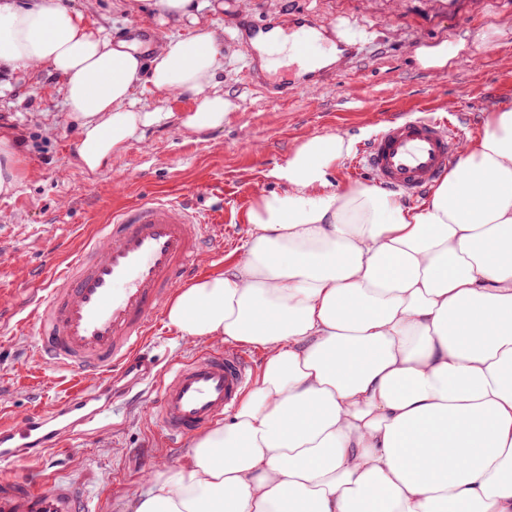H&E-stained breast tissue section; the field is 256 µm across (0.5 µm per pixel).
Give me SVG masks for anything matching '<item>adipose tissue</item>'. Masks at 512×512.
<instances>
[{"mask_svg":"<svg viewBox=\"0 0 512 512\" xmlns=\"http://www.w3.org/2000/svg\"><path fill=\"white\" fill-rule=\"evenodd\" d=\"M152 8L175 32L146 59L64 0H0V63L62 77L87 172L152 126L202 133L229 116L223 29L194 0ZM147 87L194 107L146 109ZM352 148L341 134L304 140L273 171L285 191L248 209L238 260L175 294L180 336L266 359L237 411L129 512H512V106L415 204L376 186L330 191ZM29 175L0 135V193Z\"/></svg>","mask_w":512,"mask_h":512,"instance_id":"1","label":"adipose tissue"}]
</instances>
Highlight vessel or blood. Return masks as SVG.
<instances>
[{"label": "vessel or blood", "instance_id": "obj_1", "mask_svg": "<svg viewBox=\"0 0 512 512\" xmlns=\"http://www.w3.org/2000/svg\"><path fill=\"white\" fill-rule=\"evenodd\" d=\"M458 157L455 127L425 113L385 121L363 144L358 167L378 185L415 195L437 184ZM216 211L155 191L115 209L66 260L44 273L47 294L18 323L37 336V362L74 377L78 389L49 409L0 421V464L49 455L94 432L112 407L115 379L158 383L153 420L169 445L201 433L234 408L254 375L239 348H207L157 371L150 336L171 295L204 258L222 252ZM81 478H0V512H87Z\"/></svg>", "mask_w": 512, "mask_h": 512}]
</instances>
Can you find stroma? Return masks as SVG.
<instances>
[{
  "label": "stroma",
  "instance_id": "35a3bbf8",
  "mask_svg": "<svg viewBox=\"0 0 512 512\" xmlns=\"http://www.w3.org/2000/svg\"><path fill=\"white\" fill-rule=\"evenodd\" d=\"M113 40L138 29L164 40L170 27L143 20L134 0H65ZM205 20L224 29V71L219 80L233 111L224 127L193 133L168 123L147 129L97 174L77 164L75 137L50 68L19 73L0 66V134L15 139L34 170L15 193L0 195V418L46 408L72 382L37 365L33 336L16 333V314L44 294L41 268L77 247L114 208L166 188L199 208L224 209V254L204 272L223 271L249 237L244 214L263 193L284 191L272 178L293 150L314 135L344 134L356 145L380 122L425 109L458 116L461 143L479 138L492 110L512 104V0H209ZM306 20L346 53L319 69L322 86L309 92V75L291 65L264 71L271 83L288 85L285 98L269 100L251 76L258 68L249 43L268 22ZM481 38L477 57L453 69L423 67L418 54L457 39ZM160 368L192 354L198 342L158 323L150 338ZM132 400L116 398L98 432L70 441L63 465L19 460L1 469L25 478L81 475L94 512H126L147 485L142 473L158 460L174 466L185 448L168 447L151 422L157 401L144 387Z\"/></svg>",
  "mask_w": 512,
  "mask_h": 512
}]
</instances>
